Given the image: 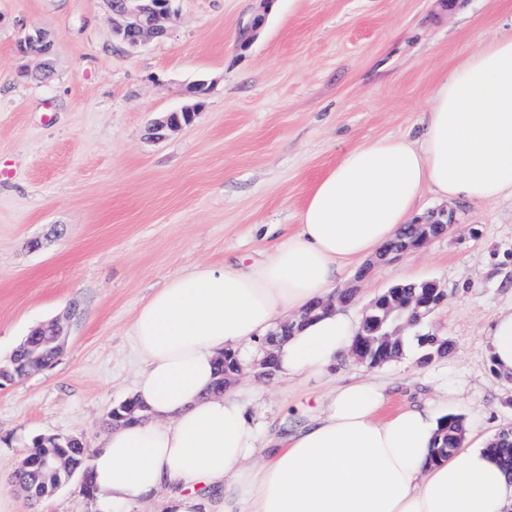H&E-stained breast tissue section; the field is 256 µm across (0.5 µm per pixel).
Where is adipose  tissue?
<instances>
[{
    "mask_svg": "<svg viewBox=\"0 0 512 512\" xmlns=\"http://www.w3.org/2000/svg\"><path fill=\"white\" fill-rule=\"evenodd\" d=\"M483 203L512 196V38L481 46L442 78L418 138L344 152L311 188L299 232L267 260L171 275L133 324L145 360L133 396L145 420L92 451L97 512L172 492L167 512H512V473L490 438L465 435L431 461L433 410L385 413L380 385L335 389L325 410L258 459V427L238 392L213 393L224 352L247 362L281 315L325 298L351 263L378 252L420 215L424 190ZM358 328L339 311L306 321L278 352L289 377L323 371ZM495 369L512 376V306L486 331Z\"/></svg>",
    "mask_w": 512,
    "mask_h": 512,
    "instance_id": "ef3b65f1",
    "label": "adipose tissue"
}]
</instances>
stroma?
<instances>
[{"label": "stroma", "mask_w": 512, "mask_h": 512, "mask_svg": "<svg viewBox=\"0 0 512 512\" xmlns=\"http://www.w3.org/2000/svg\"><path fill=\"white\" fill-rule=\"evenodd\" d=\"M35 28L51 54L19 55ZM511 34L512 0H176L167 35L133 50L113 35L106 0H0V361L78 309L57 361L0 386V512H93L79 482L33 505L10 476L34 436L98 443L142 365L138 307L176 272L272 254L344 151L416 134L438 81ZM199 83L193 123L154 135ZM421 207L452 211L451 231L376 266L345 312L360 321L384 289L437 280L448 297L421 330L452 352L424 364L413 344L376 367L348 355L301 378L247 368L238 385L262 440L306 425V398L328 402L366 376L391 407L460 414L479 436L512 427V377L484 340L512 305V197L427 191Z\"/></svg>", "instance_id": "35a3bbf8"}]
</instances>
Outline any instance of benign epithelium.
Here are the masks:
<instances>
[{"instance_id":"benign-epithelium-1","label":"benign epithelium","mask_w":512,"mask_h":512,"mask_svg":"<svg viewBox=\"0 0 512 512\" xmlns=\"http://www.w3.org/2000/svg\"><path fill=\"white\" fill-rule=\"evenodd\" d=\"M112 15V32L116 38L135 50L148 40L165 35L173 14L174 0H107ZM51 49V40L47 31L35 29L25 34L18 44V52L22 56L46 55ZM454 223L453 214L448 210H436L428 213V218H419L412 224L413 236L402 246H385L375 256L374 261L361 268L354 278V283L335 292L325 299L311 303L305 310L303 319L308 320L318 312H328L338 306H347L357 297V283L366 279L374 266L396 260L403 253L418 249L431 239L445 235ZM421 287L427 293L419 296L413 304H402L395 297V289H390L387 296L391 301L385 306L379 305L380 297H375L364 309L360 325L382 326L384 318L377 314L378 310L385 313H396L397 324L385 332L387 336H400L404 331L422 321L430 312L438 309L446 300L447 289L435 281L424 280ZM277 351L276 346L263 348V356L255 363L256 375L270 378L275 374ZM139 407L127 399L114 408V422L120 426L137 418Z\"/></svg>"}]
</instances>
